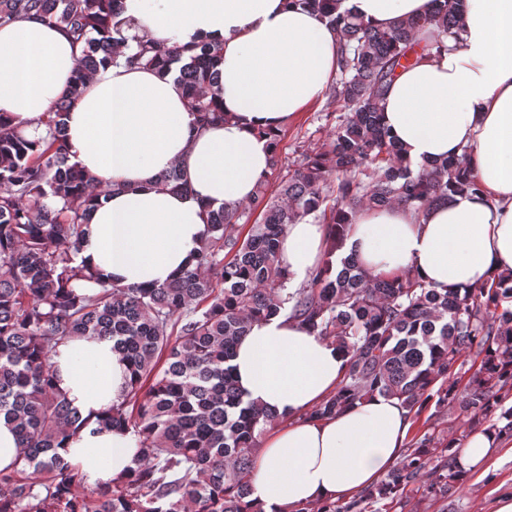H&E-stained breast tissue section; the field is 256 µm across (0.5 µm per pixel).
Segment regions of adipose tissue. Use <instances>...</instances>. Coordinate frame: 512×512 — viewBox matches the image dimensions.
I'll use <instances>...</instances> for the list:
<instances>
[{
	"instance_id": "1",
	"label": "adipose tissue",
	"mask_w": 512,
	"mask_h": 512,
	"mask_svg": "<svg viewBox=\"0 0 512 512\" xmlns=\"http://www.w3.org/2000/svg\"><path fill=\"white\" fill-rule=\"evenodd\" d=\"M370 26L386 29L432 8V0H342ZM134 34L168 44L224 46L223 121L198 127L172 79L118 62L99 67L66 116L72 162L110 185L88 219L82 255L113 285H160L190 265L206 229L205 204L228 207L253 196L269 170V134L322 100L338 69L336 34L285 0H123ZM79 49L63 27L39 16L0 26V115L30 140L69 87ZM385 125L412 164L460 155L480 189L416 215L401 205L360 212L345 251L370 275L405 271L440 291L494 281L512 269V0H464L442 48L402 70L381 103ZM179 168L189 189L160 176ZM326 225H289L281 260L293 281L321 265ZM57 386L82 415L118 401L127 365L112 343L69 340L52 354ZM236 380L272 416L256 452L251 498L263 512L356 497L398 460L413 420L377 395L329 418L315 411L347 370L344 352L284 316L252 323L232 360ZM496 432L471 433L457 456L465 473L498 453ZM131 432L90 424L64 454L89 484L134 468Z\"/></svg>"
}]
</instances>
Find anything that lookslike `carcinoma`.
<instances>
[{"instance_id":"cac0c4a2","label":"carcinoma","mask_w":512,"mask_h":512,"mask_svg":"<svg viewBox=\"0 0 512 512\" xmlns=\"http://www.w3.org/2000/svg\"><path fill=\"white\" fill-rule=\"evenodd\" d=\"M288 2L318 14L339 38L329 92L336 131L285 161L282 134L274 135L270 170L251 201L206 208L193 266L160 286L114 288L81 256L88 211L110 187L70 162L66 113L92 72L116 62V49L132 40L126 64L174 78L197 123L221 121L223 47L130 38L122 0H0V25L41 16L81 45L75 80L46 113L43 137L30 141L0 117V416L23 448L22 464L0 471V512H261L248 497L268 414L244 399L230 361L252 320L280 313L348 356L317 416L378 393L415 419L432 403L457 406L474 411L471 425L512 435V407L504 408L512 272L462 294L439 292L415 274L371 276L342 255L346 228L364 210L402 204L421 214L478 190L465 153L417 167L405 161L379 112L396 69L414 60L417 33L430 29L441 43L459 25L460 0H433L431 13L384 30L339 10L341 0ZM161 186L187 190L175 167ZM308 216L330 225L328 258L290 291L281 242L288 225ZM87 335L111 341L133 374L124 397L96 417L132 431L140 449L137 466L107 486H91L58 452L91 419L55 387L50 353ZM457 364L470 375L448 379ZM429 454L418 443L363 498L391 509L424 476L428 493L447 494L456 476L427 471Z\"/></svg>"}]
</instances>
